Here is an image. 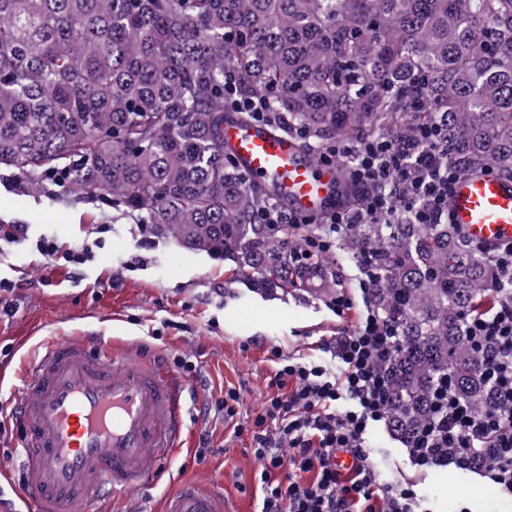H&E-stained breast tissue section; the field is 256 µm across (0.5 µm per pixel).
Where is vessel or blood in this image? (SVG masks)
Returning <instances> with one entry per match:
<instances>
[{
	"label": "vessel or blood",
	"instance_id": "vessel-or-blood-1",
	"mask_svg": "<svg viewBox=\"0 0 512 512\" xmlns=\"http://www.w3.org/2000/svg\"><path fill=\"white\" fill-rule=\"evenodd\" d=\"M224 153L249 183H272L287 210L340 209L334 164L314 161L295 138L262 123H224ZM448 218L486 250L512 244V181L488 171L461 176ZM20 498L28 512H100L110 496L155 484L158 461L183 448L188 381L155 355L109 336H71L23 367ZM162 512H225L223 493L178 482Z\"/></svg>",
	"mask_w": 512,
	"mask_h": 512
}]
</instances>
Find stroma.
Here are the masks:
<instances>
[{
  "label": "stroma",
  "instance_id": "1",
  "mask_svg": "<svg viewBox=\"0 0 512 512\" xmlns=\"http://www.w3.org/2000/svg\"><path fill=\"white\" fill-rule=\"evenodd\" d=\"M0 280L11 283L9 314L0 315V460H17L21 423L10 408L20 395L12 372L36 356L50 336L96 332L121 336L159 353L166 363L182 358L195 365L188 380L187 448L159 462L162 474L151 490H131L104 501L103 512H159V501L179 479L223 482L230 512H258L259 460L246 440L234 437L216 402L225 390L239 392L241 414L262 412L276 395L269 347L336 368L334 343L343 326L354 325L369 296L359 286V265L336 256V286L348 289L354 303L338 317L328 301L331 289L292 288L261 293L237 279L231 261L193 252L151 233L148 226L113 220L102 201L57 195L17 193L0 180ZM52 239L57 260L37 248ZM88 249L83 265L65 262V253ZM208 434L209 448L199 446ZM371 460L387 481H407L426 512H512V494L482 472L455 466L419 468L387 422L366 434Z\"/></svg>",
  "mask_w": 512,
  "mask_h": 512
}]
</instances>
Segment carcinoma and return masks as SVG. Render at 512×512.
Segmentation results:
<instances>
[{
	"mask_svg": "<svg viewBox=\"0 0 512 512\" xmlns=\"http://www.w3.org/2000/svg\"><path fill=\"white\" fill-rule=\"evenodd\" d=\"M261 102L266 117L224 103ZM317 146L442 127L443 164L512 180V0H0V169L22 190L102 198L182 247L233 259L255 288H306L309 224L224 155V117ZM339 250L373 275L398 331L387 421L408 444L451 378L477 414L507 411L469 318L495 305L493 258L452 224H355ZM306 220L305 216L286 214L273 205L263 208L257 216V222L260 224H302Z\"/></svg>",
	"mask_w": 512,
	"mask_h": 512,
	"instance_id": "1",
	"label": "carcinoma"
}]
</instances>
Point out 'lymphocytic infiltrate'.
Segmentation results:
<instances>
[{"mask_svg": "<svg viewBox=\"0 0 512 512\" xmlns=\"http://www.w3.org/2000/svg\"><path fill=\"white\" fill-rule=\"evenodd\" d=\"M441 143L439 127L427 125L402 146L371 137L352 147L324 148L323 161L349 158L357 183L373 191L359 207L327 215L328 233L309 239L298 262L330 252L337 232L355 224H395L404 216L416 224L445 223L448 194L459 172L437 166L434 155ZM468 334L485 357V376L512 403V292L472 316ZM396 342L395 329L371 307L336 338L340 375L274 346L269 355L278 392L261 414L240 416V396L233 390L218 400L225 419L235 423L236 437L250 440L261 462V512H415L410 484L381 481L365 442L369 425L387 417L388 382L380 361ZM434 399V422L408 448L416 464L467 470L481 449L489 448L493 454L483 463L485 476L512 492V413L473 414L448 388ZM450 448L459 451L452 460L446 455ZM340 452L353 459L349 473L336 462Z\"/></svg>", "mask_w": 512, "mask_h": 512, "instance_id": "obj_1", "label": "lymphocytic infiltrate"}]
</instances>
